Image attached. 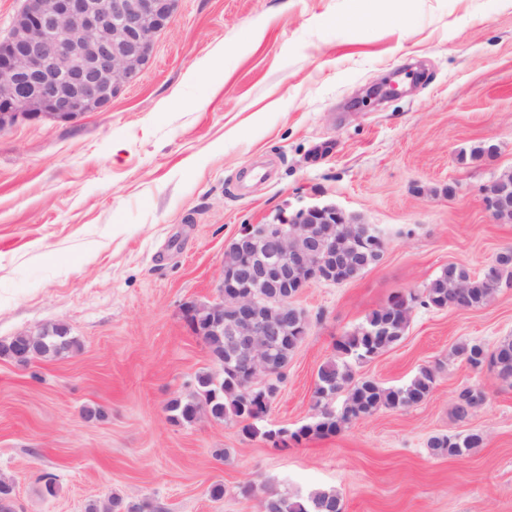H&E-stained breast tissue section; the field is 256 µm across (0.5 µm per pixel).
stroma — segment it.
<instances>
[{
	"mask_svg": "<svg viewBox=\"0 0 512 512\" xmlns=\"http://www.w3.org/2000/svg\"><path fill=\"white\" fill-rule=\"evenodd\" d=\"M393 73L399 96L354 107ZM479 144L496 154L460 162ZM509 169L512 0H176L108 110L0 134V344L56 323L77 343L25 366L0 355V478L15 512H85L114 494L162 512H259L246 483L328 488L344 512H512V383L451 355L512 337V288L481 308H415L399 345L355 365L389 387L438 368L424 402L283 450L262 437L310 421L335 341L394 293L451 262L481 273L512 247V224L479 194ZM318 203L380 229L383 260L297 298L308 333L256 435L232 418L170 421L168 402L214 369L184 303L216 298L244 226ZM469 386L488 402L456 419ZM96 406L105 420L86 419ZM471 431L483 447L431 455V436Z\"/></svg>",
	"mask_w": 512,
	"mask_h": 512,
	"instance_id": "obj_1",
	"label": "stroma"
}]
</instances>
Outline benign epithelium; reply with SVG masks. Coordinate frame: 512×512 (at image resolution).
<instances>
[{
    "label": "benign epithelium",
    "instance_id": "obj_1",
    "mask_svg": "<svg viewBox=\"0 0 512 512\" xmlns=\"http://www.w3.org/2000/svg\"><path fill=\"white\" fill-rule=\"evenodd\" d=\"M172 0H23L0 41V134L20 120L72 122L107 109L147 63L155 35L169 23ZM487 211L512 223V180L499 174L479 188ZM334 205H313L273 224H250L229 244L240 262L221 268L218 298L207 306L229 346L250 340L266 356L284 332L288 303L336 270V247L348 241L386 249L368 224ZM282 314L265 318L262 302Z\"/></svg>",
    "mask_w": 512,
    "mask_h": 512
}]
</instances>
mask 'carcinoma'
Wrapping results in <instances>:
<instances>
[{"instance_id": "obj_1", "label": "carcinoma", "mask_w": 512, "mask_h": 512, "mask_svg": "<svg viewBox=\"0 0 512 512\" xmlns=\"http://www.w3.org/2000/svg\"><path fill=\"white\" fill-rule=\"evenodd\" d=\"M354 253L356 274H361L381 261L378 254L358 245H350ZM466 287H459L460 282ZM512 285V255H499L487 265L482 273L475 275L464 264L452 263L426 284L422 292L407 295L406 310L445 308L458 299L468 298L475 308L489 303L498 289ZM408 321L401 313L390 317V308L383 306L372 311L354 331L336 340V357L323 363L317 371V384L323 387L322 395L313 397L316 410L310 426H300L293 431L268 429L264 439L273 446L287 445L288 441L299 444L312 438H323L337 434L347 424L369 416L382 408L401 409L418 405L433 391L437 369L422 367L405 385L386 387L366 378H355L353 364L374 358L394 349L402 340ZM304 337L291 332L281 336L268 351L272 370L262 380L250 379L245 362L257 357L256 349L237 361L224 366V373H203L196 378L195 392L186 399H173L167 410L175 422L193 423L200 414L206 413L216 420L234 417L247 422L244 432L256 434L253 422L261 419L274 401L279 385L286 378V369L293 353ZM76 342L69 336L67 326L52 324L33 336H16L9 344L0 345V355L12 359L26 354L27 361L54 358L70 352ZM453 355L472 369L480 371L487 367L497 378L512 381V338H504L489 348L480 342L463 341L457 344ZM346 392L341 406L329 404L328 399ZM486 393L480 387L467 388L460 392L453 412L457 419H466L486 403ZM486 438L477 433L465 435H435L427 446L434 456L460 457L485 444ZM112 512H159V508L148 499L129 501L121 496L109 498ZM262 512H343L341 496L332 490H317L307 497L288 493H266L261 497Z\"/></svg>"}]
</instances>
